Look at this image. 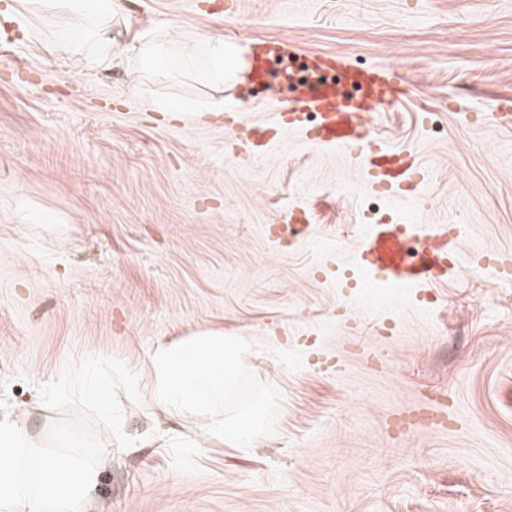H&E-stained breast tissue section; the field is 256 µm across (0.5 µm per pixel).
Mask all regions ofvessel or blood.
<instances>
[{"label": "vessel or blood", "instance_id": "1", "mask_svg": "<svg viewBox=\"0 0 512 512\" xmlns=\"http://www.w3.org/2000/svg\"><path fill=\"white\" fill-rule=\"evenodd\" d=\"M326 69L347 74L367 91L364 103L347 108L326 86L308 98L292 99L278 107V125L304 141L339 151L360 161L368 188L399 197L414 182L419 165L412 150L395 148L375 135L367 117L398 96V76L385 69L356 66L345 54L325 57ZM449 247L435 234L420 233L414 224H370L363 230L352 264L372 279L395 288H431L447 282L455 272Z\"/></svg>", "mask_w": 512, "mask_h": 512}]
</instances>
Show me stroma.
I'll list each match as a JSON object with an SVG mask.
<instances>
[{
	"label": "stroma",
	"mask_w": 512,
	"mask_h": 512,
	"mask_svg": "<svg viewBox=\"0 0 512 512\" xmlns=\"http://www.w3.org/2000/svg\"><path fill=\"white\" fill-rule=\"evenodd\" d=\"M0 0V419L34 441L83 418L39 390L68 361L122 360L123 429L90 512H512V0H119L101 66L52 49L79 28L41 17L23 36ZM160 33L296 58L345 53L392 68L404 90L376 135L414 149L422 179L392 200L356 163L287 134L252 147L275 89L212 78L202 54L158 81L125 61ZM168 110H161V103ZM395 224H453L457 276L428 291L326 270L348 262L368 204ZM313 233L281 248V213ZM360 313L357 325L337 307ZM248 349L214 415L251 421L250 446L207 434L208 415L153 402L151 357L195 336Z\"/></svg>",
	"instance_id": "stroma-1"
}]
</instances>
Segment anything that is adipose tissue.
<instances>
[{
  "label": "adipose tissue",
  "instance_id": "adipose-tissue-1",
  "mask_svg": "<svg viewBox=\"0 0 512 512\" xmlns=\"http://www.w3.org/2000/svg\"><path fill=\"white\" fill-rule=\"evenodd\" d=\"M40 7L77 17L99 41L110 33L103 25L105 18L118 10L112 0H41ZM243 353L238 340L224 336L158 347L152 355L155 400L208 409L234 384Z\"/></svg>",
  "mask_w": 512,
  "mask_h": 512
}]
</instances>
